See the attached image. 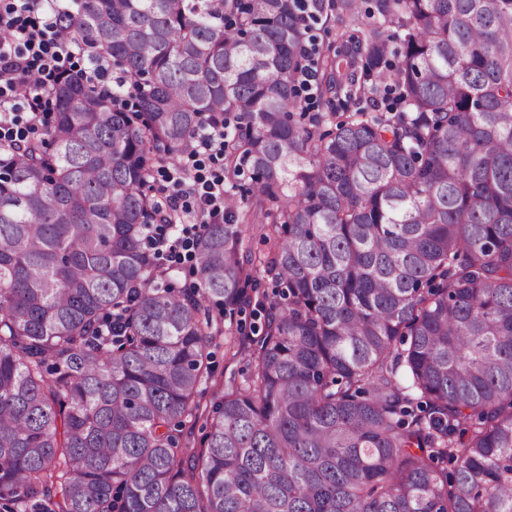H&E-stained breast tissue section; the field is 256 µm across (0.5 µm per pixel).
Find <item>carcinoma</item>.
<instances>
[{"mask_svg": "<svg viewBox=\"0 0 512 512\" xmlns=\"http://www.w3.org/2000/svg\"><path fill=\"white\" fill-rule=\"evenodd\" d=\"M302 5L65 17L139 96L62 73L45 137L0 143V512H512V0H375L366 21L339 0L349 25L310 55ZM306 66L324 110L304 121ZM215 113L224 223L177 293L146 245L150 175ZM260 276L253 371L186 457L205 303L230 316Z\"/></svg>", "mask_w": 512, "mask_h": 512, "instance_id": "1", "label": "carcinoma"}]
</instances>
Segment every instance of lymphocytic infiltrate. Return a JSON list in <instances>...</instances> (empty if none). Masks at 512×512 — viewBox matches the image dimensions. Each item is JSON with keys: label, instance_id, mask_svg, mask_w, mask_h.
Instances as JSON below:
<instances>
[{"label": "lymphocytic infiltrate", "instance_id": "obj_1", "mask_svg": "<svg viewBox=\"0 0 512 512\" xmlns=\"http://www.w3.org/2000/svg\"><path fill=\"white\" fill-rule=\"evenodd\" d=\"M40 0H0V29L10 32L0 42V141L25 139L42 125L49 110L47 84L82 53L61 23V8L53 6L48 20H36ZM38 73L42 83L30 85L27 77ZM224 159V126L210 122L187 144L180 167L171 178L174 192L167 207L196 224H212L224 218V176L207 170V163ZM149 245L161 259L196 260L194 238L176 237L167 224L149 229Z\"/></svg>", "mask_w": 512, "mask_h": 512}]
</instances>
